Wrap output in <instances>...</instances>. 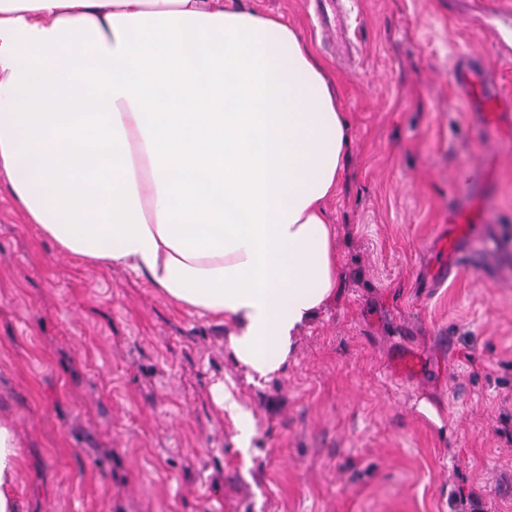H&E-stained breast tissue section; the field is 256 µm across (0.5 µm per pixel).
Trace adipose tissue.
Returning a JSON list of instances; mask_svg holds the SVG:
<instances>
[{"label":"adipose tissue","mask_w":512,"mask_h":512,"mask_svg":"<svg viewBox=\"0 0 512 512\" xmlns=\"http://www.w3.org/2000/svg\"><path fill=\"white\" fill-rule=\"evenodd\" d=\"M350 145L336 87L278 17L224 0H0V175L60 252L230 320L279 371L340 289L325 203ZM18 440L0 420V512Z\"/></svg>","instance_id":"ef3b65f1"}]
</instances>
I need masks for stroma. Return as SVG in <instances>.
I'll return each instance as SVG.
<instances>
[{"label": "stroma", "mask_w": 512, "mask_h": 512, "mask_svg": "<svg viewBox=\"0 0 512 512\" xmlns=\"http://www.w3.org/2000/svg\"><path fill=\"white\" fill-rule=\"evenodd\" d=\"M224 2L297 28L336 84L340 293L250 378L228 324L62 254L0 177L19 512H512V18L499 0H355L341 60L309 0ZM468 52L487 55L480 96L457 79Z\"/></svg>", "instance_id": "obj_1"}]
</instances>
